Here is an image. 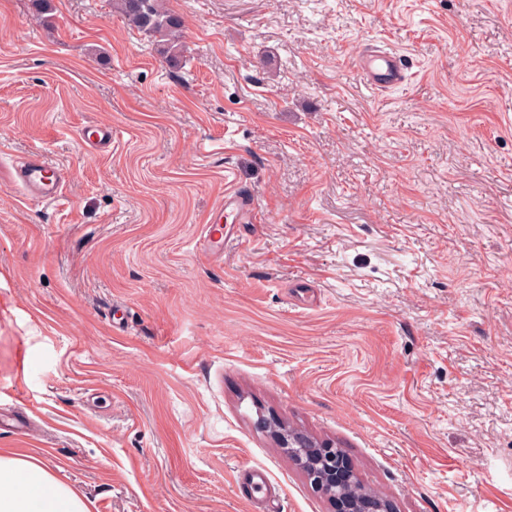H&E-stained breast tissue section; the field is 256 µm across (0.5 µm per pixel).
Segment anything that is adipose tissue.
<instances>
[{
	"mask_svg": "<svg viewBox=\"0 0 512 512\" xmlns=\"http://www.w3.org/2000/svg\"><path fill=\"white\" fill-rule=\"evenodd\" d=\"M0 512H88L44 458L16 448L0 453Z\"/></svg>",
	"mask_w": 512,
	"mask_h": 512,
	"instance_id": "ef3b65f1",
	"label": "adipose tissue"
}]
</instances>
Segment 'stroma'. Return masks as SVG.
I'll list each match as a JSON object with an SVG mask.
<instances>
[{
    "mask_svg": "<svg viewBox=\"0 0 512 512\" xmlns=\"http://www.w3.org/2000/svg\"><path fill=\"white\" fill-rule=\"evenodd\" d=\"M165 6L175 63L111 0H0V450L90 512H331L273 418L397 512H512V0ZM229 184L263 221L209 257ZM402 56L385 48L369 50L358 57L356 66L368 87L380 92L405 81L408 67ZM15 181L28 196L58 204L64 199L67 171L39 157L29 156L15 162Z\"/></svg>",
    "mask_w": 512,
    "mask_h": 512,
    "instance_id": "stroma-1",
    "label": "stroma"
}]
</instances>
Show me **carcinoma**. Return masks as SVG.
Wrapping results in <instances>:
<instances>
[{
    "label": "carcinoma",
    "mask_w": 512,
    "mask_h": 512,
    "mask_svg": "<svg viewBox=\"0 0 512 512\" xmlns=\"http://www.w3.org/2000/svg\"><path fill=\"white\" fill-rule=\"evenodd\" d=\"M112 4L127 25L148 37L160 38L163 55L177 59L176 50L183 46V25L179 17L166 10L162 0H112Z\"/></svg>",
    "instance_id": "1"
}]
</instances>
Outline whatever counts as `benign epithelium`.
Returning <instances> with one entry per match:
<instances>
[{"mask_svg":"<svg viewBox=\"0 0 512 512\" xmlns=\"http://www.w3.org/2000/svg\"><path fill=\"white\" fill-rule=\"evenodd\" d=\"M276 442L302 469L312 487L328 500L332 512H395L388 500L349 493L355 473L341 448L317 443L303 432L286 428L276 431Z\"/></svg>","mask_w":512,"mask_h":512,"instance_id":"7a95c632","label":"benign epithelium"}]
</instances>
